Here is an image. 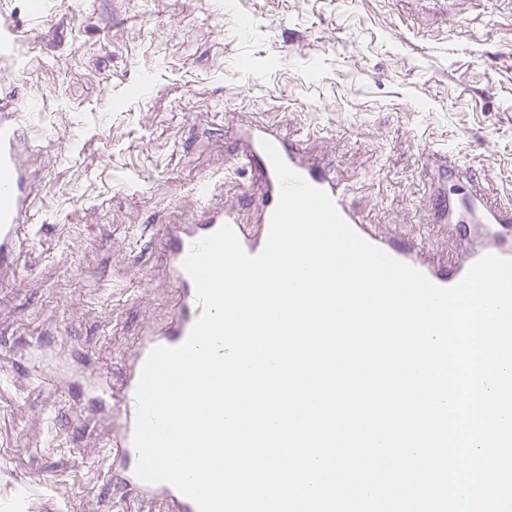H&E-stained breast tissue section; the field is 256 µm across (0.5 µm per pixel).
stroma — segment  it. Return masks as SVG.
<instances>
[{
    "label": "stroma",
    "instance_id": "obj_1",
    "mask_svg": "<svg viewBox=\"0 0 512 512\" xmlns=\"http://www.w3.org/2000/svg\"><path fill=\"white\" fill-rule=\"evenodd\" d=\"M253 24L242 29L240 20ZM39 128L35 234L0 279L5 364L32 340L117 363L174 300L157 247L196 186L242 201L238 131L262 120L333 164L367 223L436 238L428 145L512 197V0H0ZM0 380V512H163L106 483L103 427Z\"/></svg>",
    "mask_w": 512,
    "mask_h": 512
}]
</instances>
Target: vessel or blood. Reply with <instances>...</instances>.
<instances>
[{"label":"vessel or blood","mask_w":512,"mask_h":512,"mask_svg":"<svg viewBox=\"0 0 512 512\" xmlns=\"http://www.w3.org/2000/svg\"><path fill=\"white\" fill-rule=\"evenodd\" d=\"M17 63L14 41L1 38L0 90L12 84ZM30 129V114L22 111L13 96L0 93V277L15 271L20 245L33 229ZM266 140L276 146L288 166L333 198L341 215L363 238L393 258L418 268L436 285L455 286L485 255L512 258V201L491 202L481 182L470 167L460 163L452 148L428 147L422 152L423 163L433 174L431 222L442 226L459 244L454 261L440 263L434 258L433 247L422 237H398L366 223L351 204L350 191L337 178L334 166L312 158L297 139L261 123L246 126L239 135L237 160L261 185L251 202L253 223H244L238 208L214 202L208 183L197 186L200 201L194 213L186 222L167 225L158 241L166 276L175 291L172 311L163 322L143 325L140 341L121 355L119 371L82 359L60 362L47 353L43 341L27 350L45 381L72 393L75 427L90 422L109 426L110 435L105 441L108 481L118 485L124 497L159 500L169 512H197V507L170 485L147 484L136 477L137 453L132 442L136 388L149 352L158 345L182 344L202 312L194 282L183 268L193 243L227 224L248 254L255 255L263 249L279 197L278 179L262 148Z\"/></svg>","instance_id":"vessel-or-blood-1"}]
</instances>
